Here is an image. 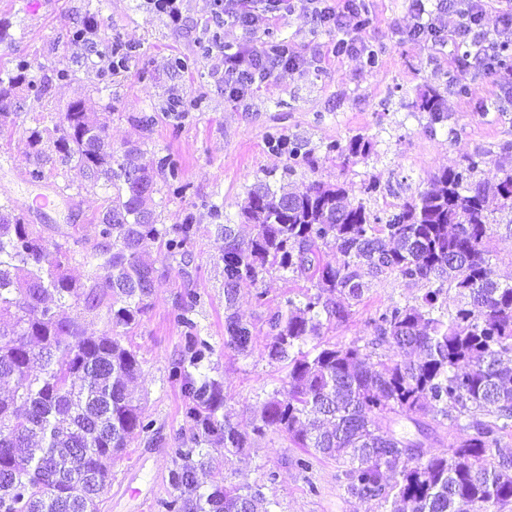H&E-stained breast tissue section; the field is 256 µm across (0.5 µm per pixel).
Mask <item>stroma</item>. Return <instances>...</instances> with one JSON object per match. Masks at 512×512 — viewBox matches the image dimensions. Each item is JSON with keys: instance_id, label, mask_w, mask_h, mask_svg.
<instances>
[{"instance_id": "35a3bbf8", "label": "stroma", "mask_w": 512, "mask_h": 512, "mask_svg": "<svg viewBox=\"0 0 512 512\" xmlns=\"http://www.w3.org/2000/svg\"><path fill=\"white\" fill-rule=\"evenodd\" d=\"M371 25L363 34L368 54H336V34L315 26L302 9L279 13L266 28L248 36L237 27L218 25L212 0H181L180 23L153 13L147 0H0V21L8 28L0 40V70L30 62L35 75L48 77L42 100L27 99L13 124L0 131V203L21 206L35 196L52 193L53 207L42 212V233L58 241L77 232L83 248L96 242L92 217L106 197L101 185L84 181L77 171L46 168L45 179L30 182V129L51 112L83 101L88 111L106 113L115 154L139 147L146 159L170 155L181 165L184 190L174 195L160 189L154 200L163 224L192 218L185 257H171L156 242L146 252L158 270L150 306L126 335L142 364L130 390L155 435L141 438L112 466V485L101 512H158L157 502L171 490L169 452L187 434L179 383L169 376L171 363L184 349V330L174 320L175 303L192 290L201 302L192 315L199 336L212 347L202 371L224 385V412L241 428L251 429L255 404L281 388L284 374L267 356L270 312L303 288L286 274H263L241 281L235 313L249 325L246 352L224 346V241L210 206L237 219L239 206L258 181L278 186L289 163L287 152L274 149L270 136L299 139L316 159L290 181L304 191L312 182L343 185L350 199L363 201L377 213L394 210L427 188L440 169L458 165L477 151L490 152L492 164L482 176L495 180L498 162L512 164V88L494 76L472 79L473 93L459 95V77L451 40L439 36L413 38L415 18L409 0H364ZM95 11L99 49L113 44L129 48L126 69L84 66L85 48L71 33ZM285 40L304 59L303 67L282 71L255 84L243 100H231L215 74L225 46L251 41ZM185 60L176 68L175 60ZM70 68V80H54V70ZM438 94L445 119L435 123L420 111L422 94ZM354 138L369 141L368 156L341 163L326 155L331 143ZM378 180L381 193L368 197L365 183ZM424 292L420 282L387 273L372 279L361 301L347 317L325 324L322 337L346 345L372 334L371 320L392 304L414 303ZM294 448L270 431L254 437L245 459L225 458L223 450L204 446L205 465L197 477L202 487L214 480L241 487L259 485L271 512H388L375 500L352 497L336 480V464L313 461L298 469Z\"/></svg>"}]
</instances>
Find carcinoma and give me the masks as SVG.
<instances>
[{"label": "carcinoma", "instance_id": "1", "mask_svg": "<svg viewBox=\"0 0 512 512\" xmlns=\"http://www.w3.org/2000/svg\"><path fill=\"white\" fill-rule=\"evenodd\" d=\"M30 68L20 61L0 77L1 127L19 109V92L43 96L45 81L28 76ZM418 108L433 122L444 120L434 95L421 96ZM107 140V124L80 100L30 135L31 181H42L50 164L101 180L107 191L93 218L99 242L83 256L86 281L66 273L70 243L80 239L68 234L49 244L24 212L0 204V380H14L0 398V512H100V490L112 484L104 461L153 432L128 389L141 366L121 331L139 322L157 279L142 257L144 243L186 253L192 218L159 223L155 171L171 193L182 192L175 160L161 157L152 166L140 149L117 155ZM327 151L347 161L368 155L370 144L354 139ZM288 155L283 179L313 166L296 143ZM490 163L484 151L470 155L383 217L338 185L314 182L293 193L260 181L239 212L254 234L244 240L232 225L219 227L227 305L241 281L272 270L317 287L268 319L267 355L285 380L256 404L252 432H278L304 449L296 460L302 469L320 456L335 461L348 494L388 503L390 512H505L512 505V457L492 453L512 430V284L495 278L486 250L494 227L512 224V168L499 166L495 182L478 179ZM328 250L341 260L326 261ZM386 273L429 288L412 305L378 312L361 343L321 341L323 322L345 318L350 302L361 300L365 278ZM446 288L461 298L453 312L440 303ZM199 302L189 290L174 312L185 328V354L169 374L181 384L191 435L173 443L172 492L159 508L258 512L260 490L220 480L205 492L196 479L201 445L242 458L252 433L224 416L223 385L200 373L211 346L190 317ZM72 308L103 321L101 335H87L82 320L68 315ZM250 339L247 324L225 316V347L244 352ZM401 417L416 435L395 429ZM443 427L466 438L429 451Z\"/></svg>", "mask_w": 512, "mask_h": 512}]
</instances>
